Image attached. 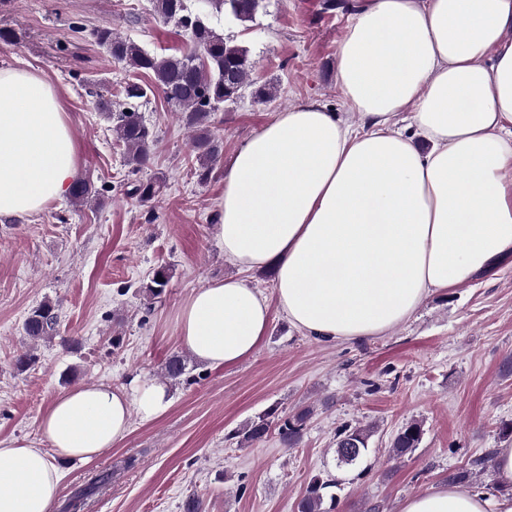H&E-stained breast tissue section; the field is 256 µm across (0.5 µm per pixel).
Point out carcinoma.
Segmentation results:
<instances>
[{"label": "carcinoma", "instance_id": "carcinoma-1", "mask_svg": "<svg viewBox=\"0 0 512 512\" xmlns=\"http://www.w3.org/2000/svg\"><path fill=\"white\" fill-rule=\"evenodd\" d=\"M264 0H203V7L193 9L187 0H151L153 14L164 23H174L189 37V51L180 55H158L138 43L112 35L109 28L91 31L94 42L112 57L151 78L146 85L128 83L123 88L124 106L117 116L114 131L126 150L127 164L133 171L146 168L155 144L153 132L140 114L142 100L158 92L164 100L178 109L191 133V149L196 155L199 181L210 178L220 154V146L212 133L213 115L226 104L234 103L250 85L253 62L249 51L232 37L218 34L212 19L224 16L229 21L245 23L255 19ZM157 178L140 179L132 183L130 194L145 205L160 193ZM92 197V185L81 180L74 186L70 198L81 205ZM58 315L55 307L43 302L33 308L24 321L25 335L33 342L46 340L57 334ZM165 378L189 381L186 360L180 356L168 358L162 368ZM277 409L271 408L256 417L241 432L240 443H256L267 438L277 428L280 441L297 445L311 415L308 408L290 417L275 418ZM374 430L370 427L345 426L336 434V459L341 465H353L368 449ZM423 430L417 421L407 423L391 441L389 457L399 460L418 448ZM339 486L332 479L313 477L297 505V512H333L336 494L331 489Z\"/></svg>", "mask_w": 512, "mask_h": 512}]
</instances>
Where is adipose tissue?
<instances>
[{
    "label": "adipose tissue",
    "instance_id": "adipose-tissue-1",
    "mask_svg": "<svg viewBox=\"0 0 512 512\" xmlns=\"http://www.w3.org/2000/svg\"><path fill=\"white\" fill-rule=\"evenodd\" d=\"M336 80L361 127L298 104L224 173L217 244L242 270L274 269L275 295L237 277L189 292L177 340L211 367L260 347L271 304L306 336L357 341L512 257V0H359ZM79 178L58 89L36 70L1 69L0 223H27ZM168 406L164 382L138 377L59 394L39 421L41 447L0 441V512H50L55 459H92L128 434L132 414ZM497 466L494 496L443 486L401 512H512V445Z\"/></svg>",
    "mask_w": 512,
    "mask_h": 512
}]
</instances>
